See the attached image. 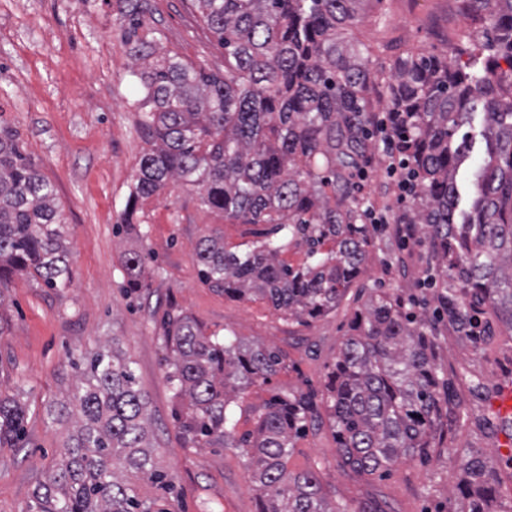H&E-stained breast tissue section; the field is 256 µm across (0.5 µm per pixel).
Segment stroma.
Wrapping results in <instances>:
<instances>
[{
  "label": "stroma",
  "mask_w": 512,
  "mask_h": 512,
  "mask_svg": "<svg viewBox=\"0 0 512 512\" xmlns=\"http://www.w3.org/2000/svg\"><path fill=\"white\" fill-rule=\"evenodd\" d=\"M151 5L144 29L165 49L187 62L223 68L224 51L189 0ZM118 6V0H0V119L18 128L27 153L55 186L73 272L71 286L58 291L15 277L0 306L7 320L0 334V392L19 395L28 408L24 448H0V512H24L57 462L72 425L52 422L46 408L74 390L70 358L105 336L116 338L149 397L157 460L175 484L174 512H258L251 472L238 451L184 447L164 379L160 319L169 311L184 313L206 332L284 353L286 369L269 384L251 387L236 412L242 434L254 427L250 409L273 393L304 379L320 386L351 304L342 301L336 314L312 327L292 328L270 306L230 299L203 283L195 260L202 235L217 229L238 244L250 227L225 223L179 184L136 205L135 232H117L146 148ZM460 7V0H365L346 36L387 62L397 46L408 45L460 65L466 57L452 47ZM131 250L142 252L150 282L139 298L124 284L122 265ZM312 341L313 353L307 348ZM426 475L425 468L402 462L377 487L396 512H432L434 502L419 494Z\"/></svg>",
  "instance_id": "obj_1"
}]
</instances>
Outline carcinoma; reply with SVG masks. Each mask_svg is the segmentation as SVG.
<instances>
[{"instance_id": "cac0c4a2", "label": "carcinoma", "mask_w": 512, "mask_h": 512, "mask_svg": "<svg viewBox=\"0 0 512 512\" xmlns=\"http://www.w3.org/2000/svg\"><path fill=\"white\" fill-rule=\"evenodd\" d=\"M190 2L224 48L222 72L142 37L149 0H122L123 39L145 63L131 75L149 145L126 211L172 182L229 224L267 225L238 245L205 235L195 259L205 284L269 305L290 325L312 326L359 288L322 389L273 394L240 437L234 405L284 368L283 352L208 334L184 313L163 316L164 377L184 447L239 450L259 512H395L373 490L353 507L321 474L334 467L371 487L402 460L459 471L458 498L435 512H458L460 500L469 512L493 502L512 512L496 474L512 478V452L488 457L460 442L478 422L473 409L500 391L490 376L436 355L447 332L481 358L497 350L499 333L512 332V69L501 67L512 61V0H468L457 38L469 54L460 68L411 49L389 67L372 61L344 36L363 0ZM479 111L484 147L467 191L457 173L476 137L457 133ZM388 139L413 183L407 202L385 208L413 225L410 244L425 251L415 282L426 289L359 282L374 247L375 200L365 183ZM64 227L54 185L18 129L1 121L0 303L16 275L71 286ZM293 249L304 253L298 265L286 259ZM406 249L402 239L385 258L404 276ZM124 279L131 294L150 287L140 252L126 254ZM71 364L77 391L47 415L71 419L75 431L25 512H170L174 483L154 460V420L132 361L106 340ZM25 420L24 404L0 393V448L20 444ZM478 423L493 436L512 434V417L489 412ZM310 428L329 430L335 452L292 472L288 457ZM138 481L163 496H141Z\"/></svg>"}]
</instances>
